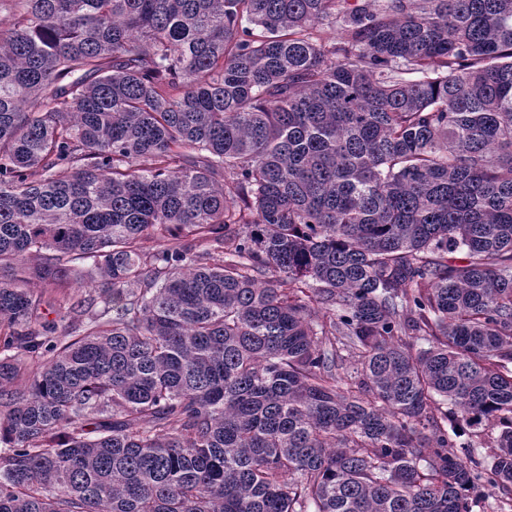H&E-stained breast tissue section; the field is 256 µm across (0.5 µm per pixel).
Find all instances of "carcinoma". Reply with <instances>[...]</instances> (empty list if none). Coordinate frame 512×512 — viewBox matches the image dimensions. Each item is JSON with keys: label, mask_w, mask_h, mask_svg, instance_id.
Returning a JSON list of instances; mask_svg holds the SVG:
<instances>
[{"label": "carcinoma", "mask_w": 512, "mask_h": 512, "mask_svg": "<svg viewBox=\"0 0 512 512\" xmlns=\"http://www.w3.org/2000/svg\"><path fill=\"white\" fill-rule=\"evenodd\" d=\"M0 14V512L512 496V0ZM69 265L74 271L72 292L79 296L88 295L89 293L94 294L97 281L100 279L99 273L92 271L89 262L73 261ZM27 288L40 299L39 312L42 320H58L57 309L59 295L54 288L46 287L39 279L32 277L29 280Z\"/></svg>", "instance_id": "obj_1"}]
</instances>
